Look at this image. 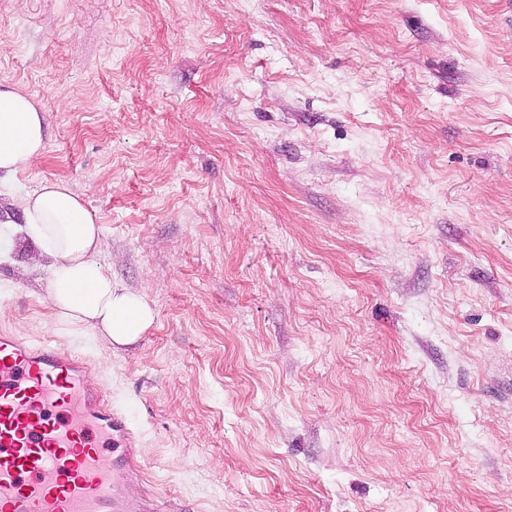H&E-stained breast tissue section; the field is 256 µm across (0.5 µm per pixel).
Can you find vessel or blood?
Segmentation results:
<instances>
[{"mask_svg": "<svg viewBox=\"0 0 512 512\" xmlns=\"http://www.w3.org/2000/svg\"><path fill=\"white\" fill-rule=\"evenodd\" d=\"M86 359L0 334V512H158L126 496L137 431Z\"/></svg>", "mask_w": 512, "mask_h": 512, "instance_id": "obj_1", "label": "vessel or blood"}]
</instances>
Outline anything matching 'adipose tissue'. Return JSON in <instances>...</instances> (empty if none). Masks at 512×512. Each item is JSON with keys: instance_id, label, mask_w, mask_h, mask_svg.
I'll return each instance as SVG.
<instances>
[{"instance_id": "adipose-tissue-1", "label": "adipose tissue", "mask_w": 512, "mask_h": 512, "mask_svg": "<svg viewBox=\"0 0 512 512\" xmlns=\"http://www.w3.org/2000/svg\"><path fill=\"white\" fill-rule=\"evenodd\" d=\"M46 150L45 115L19 89H0V172L16 173ZM23 214L40 256L50 261L53 320L126 346L151 327L155 311L137 292L116 287L98 258L100 227L62 180L42 183Z\"/></svg>"}]
</instances>
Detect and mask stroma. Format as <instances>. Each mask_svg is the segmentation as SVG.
Here are the masks:
<instances>
[{"label":"stroma","instance_id":"stroma-1","mask_svg":"<svg viewBox=\"0 0 512 512\" xmlns=\"http://www.w3.org/2000/svg\"><path fill=\"white\" fill-rule=\"evenodd\" d=\"M45 154L0 177V330L96 366L162 512H512L505 0H0ZM66 181L156 320L53 324Z\"/></svg>","mask_w":512,"mask_h":512}]
</instances>
